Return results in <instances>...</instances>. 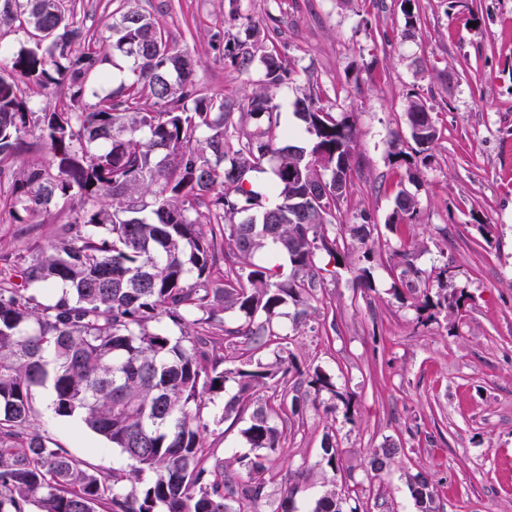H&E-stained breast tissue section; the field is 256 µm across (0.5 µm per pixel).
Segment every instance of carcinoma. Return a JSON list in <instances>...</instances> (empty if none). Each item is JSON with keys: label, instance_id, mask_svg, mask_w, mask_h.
Returning <instances> with one entry per match:
<instances>
[{"label": "carcinoma", "instance_id": "carcinoma-1", "mask_svg": "<svg viewBox=\"0 0 512 512\" xmlns=\"http://www.w3.org/2000/svg\"><path fill=\"white\" fill-rule=\"evenodd\" d=\"M126 0L112 21V52L75 51L82 34L64 0H0V29L20 17L46 41L42 48L7 49L11 70L32 94L65 84L69 103L38 116L49 160L23 169L5 201L17 209L48 210L72 202L74 222L50 248L31 259L18 255L14 278H0V512H257L269 471L265 449L280 447L274 423L283 412L290 376L299 372L274 319L287 304L306 318L322 287L317 251L339 264L336 228L353 171L356 127L336 116L335 104L313 93L295 98V116L308 138L281 125L270 90L291 80L290 61L266 49L267 34L251 22L244 37L224 43V58L242 73L261 68L262 79L238 105L197 88L195 60L169 47L158 22ZM132 63L134 79L102 95L116 60ZM13 76L0 75V156L19 153L33 112ZM97 102L83 103L86 96ZM405 121L415 154L429 157L437 138L431 113L410 96ZM265 123L258 132L245 119ZM267 159L271 204L246 188L250 172ZM417 201L402 190L390 223L409 220ZM224 261L216 269L217 249ZM266 249L288 258L255 266ZM56 294L41 303L34 290ZM437 302L453 315L462 296L449 281ZM245 323L229 328L224 312ZM263 318L255 323L256 317ZM199 328L173 336L167 326ZM238 339V364L219 369L211 337ZM276 346L275 360L257 353ZM237 392L224 404L228 417L265 391L264 404L243 434L256 451L210 460L201 418L205 393ZM52 385L59 417L77 415L128 460L108 478L32 428L35 388ZM395 444L370 457L379 473ZM324 472H336L331 435L322 443ZM246 472L248 481L238 478ZM140 484L125 493L119 483ZM420 512H436L428 477L409 484ZM311 512H344L336 489Z\"/></svg>", "mask_w": 512, "mask_h": 512}]
</instances>
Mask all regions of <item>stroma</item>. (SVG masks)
I'll return each instance as SVG.
<instances>
[{
  "instance_id": "35a3bbf8",
  "label": "stroma",
  "mask_w": 512,
  "mask_h": 512,
  "mask_svg": "<svg viewBox=\"0 0 512 512\" xmlns=\"http://www.w3.org/2000/svg\"><path fill=\"white\" fill-rule=\"evenodd\" d=\"M124 0H66L84 36L104 49ZM157 18L167 42L197 62L206 95L234 100L253 75L224 60V34L235 13L277 26L275 47L291 62L279 86L281 122L297 125L292 103L305 90L350 113L357 129L354 171L336 221L369 219L365 246L345 238L343 264L318 253L324 290L302 321L287 306L275 319L301 371L329 375L340 394L307 396L299 415L279 420L280 448L269 452L273 480L259 512H276L287 484L301 491L297 512H310L324 490L317 467L325 434L340 454L337 493L370 512L383 493L386 512H418L410 478L428 473L438 512H512V0H138ZM425 102L438 130L430 163L417 181L388 158L392 137L407 157L415 144L403 120L408 97ZM418 202L415 220L389 229L400 190ZM73 212L64 202L0 221V270L19 249L36 255L61 237ZM496 225L485 241L478 224ZM411 248L417 268L447 269L465 295L460 314L417 310L411 279L397 254ZM369 268V286L358 275ZM237 391L226 383L204 396V443L212 458L250 454L242 435L250 410L225 417ZM352 399L344 406L342 396ZM50 388L33 393V426L54 446L108 475L126 466L119 449L79 417L51 408ZM398 454L372 474L371 454L388 444Z\"/></svg>"
}]
</instances>
